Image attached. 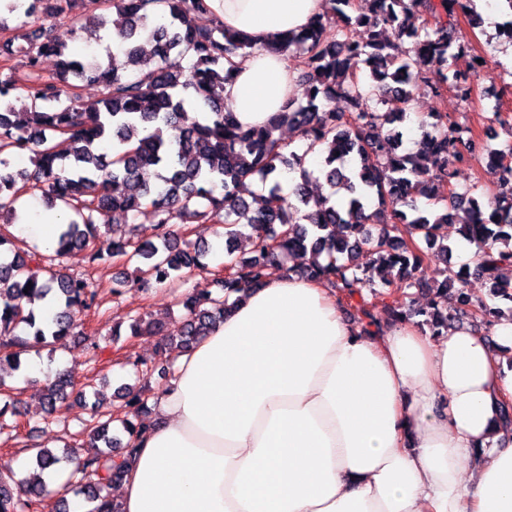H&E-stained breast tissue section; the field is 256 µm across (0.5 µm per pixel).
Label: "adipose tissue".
I'll return each instance as SVG.
<instances>
[{
	"label": "adipose tissue",
	"instance_id": "1",
	"mask_svg": "<svg viewBox=\"0 0 512 512\" xmlns=\"http://www.w3.org/2000/svg\"><path fill=\"white\" fill-rule=\"evenodd\" d=\"M255 42L224 87L244 125L293 98L288 53L322 0H206ZM512 318L490 338L365 332L336 291L272 273L180 354L118 487L123 512H512Z\"/></svg>",
	"mask_w": 512,
	"mask_h": 512
}]
</instances>
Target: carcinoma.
<instances>
[{"instance_id": "carcinoma-1", "label": "carcinoma", "mask_w": 512, "mask_h": 512, "mask_svg": "<svg viewBox=\"0 0 512 512\" xmlns=\"http://www.w3.org/2000/svg\"><path fill=\"white\" fill-rule=\"evenodd\" d=\"M324 0V9L301 33L284 45L291 53V68L304 90L305 102L294 101L263 126L245 127L224 105V83L234 59L252 52V43L224 30L215 21L200 28L187 21L190 14L207 10L205 0H112L115 17L80 13L85 0H0V12L24 9L20 33L0 45V55L19 56L27 71L26 95L19 97L13 72L0 71V219L17 218L22 187L39 190L47 204L72 212L53 252L14 246L0 251V428L20 425L21 413L6 384L4 371L16 372L21 355L49 347L68 336L82 335L78 312L95 305L88 280L61 271L62 259L74 249L86 251L91 266L123 258L134 265L135 278L124 274L119 286L132 282L142 287L162 285L174 279L200 275L208 270L202 259L208 254L200 244L177 242V224H216L225 239V265L230 273L213 279L218 288L186 293L182 305L186 317L176 335L163 326L138 316L132 319L133 336H158L164 349L158 361H132L145 379L165 381L171 372L169 353L182 352L207 335L235 306L232 296L261 285L267 266L284 254L297 260L294 272L307 279L328 283L341 297L357 301L360 320L377 323L363 294L362 272L380 271L381 288L395 296L392 321L415 320L434 335L453 322L468 320L474 328H490L503 314L512 313V278L499 275L502 266L512 267V144L496 150L495 167L499 192L484 216L476 188L463 192L452 183L451 169L458 163L482 156L487 147L471 130H438L444 115L433 112L434 132H425L414 153H401L404 132L397 125L408 119L410 93L426 70L447 71L443 83L452 87L480 66L470 55L467 70L457 68L464 56L457 43L456 8L468 25L479 28L480 15L468 8L474 0ZM161 4L159 18L152 6ZM427 18L417 26L418 12ZM117 32L118 52L99 59L66 55L68 42L89 28ZM364 28V37L353 31ZM157 64L141 75H131L144 47ZM410 41L407 54L389 52L391 42ZM176 52L189 66L174 72L167 59ZM45 56L58 58L53 78L40 74ZM369 71L370 85L357 73V65ZM101 88V97L84 104L71 92L75 83ZM346 99L352 112H338L336 98ZM26 114L23 123L11 119L15 103ZM198 106L204 117L190 125L183 111ZM297 130L308 150L326 147L320 172L333 189L346 196L335 204L332 196L314 195L308 188L304 156L292 154L284 161L276 132L283 124ZM108 142L112 155L96 153ZM17 150L34 154V168L14 170L11 156ZM302 169L300 181L288 195L279 184L268 192L265 206L250 217L245 235L231 215L249 209L247 196L254 178H268L278 167ZM374 211L366 213L369 205ZM144 208L152 210L154 224L145 236L137 218ZM459 210L464 211L463 238L478 248L474 274L488 284L484 298L471 296L464 278L451 274V247L445 229ZM113 212L125 214L129 229L124 236L101 233ZM309 223H299V220ZM253 241L254 255H234L233 242ZM326 256V263L306 262L307 254ZM434 264V298L425 309L408 302V290L419 285L415 274ZM61 307L51 324L39 325L34 310L26 308L48 296ZM74 385L63 373L41 390L42 403L53 414L63 407ZM79 403L93 414L80 432L82 443L62 452L46 448L35 460L40 471L77 461L70 472L71 492L88 504V512H122L117 501L104 494L120 483L147 434L151 409L149 389L134 392L121 385L115 400L123 416L104 418L100 408L105 397L99 390L76 392ZM69 512L66 498H51L43 481L33 477L17 480L0 470V512Z\"/></svg>"}]
</instances>
